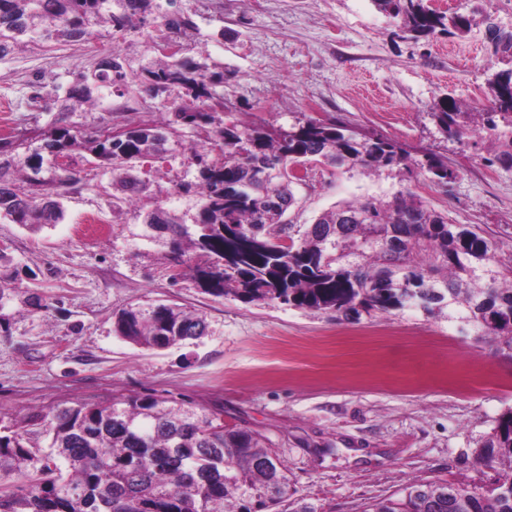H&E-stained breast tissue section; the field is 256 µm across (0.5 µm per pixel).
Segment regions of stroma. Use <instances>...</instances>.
Here are the masks:
<instances>
[{"label":"stroma","mask_w":512,"mask_h":512,"mask_svg":"<svg viewBox=\"0 0 512 512\" xmlns=\"http://www.w3.org/2000/svg\"><path fill=\"white\" fill-rule=\"evenodd\" d=\"M174 7L195 24L182 40L184 58L224 72V121L286 129L309 117L334 120L362 137L387 135L415 155L447 157L457 173L444 190L423 174L317 175L296 189L297 223H313L342 200L407 189L456 223L480 226L500 257L512 256V170L485 167L483 147L446 140L431 117L447 96L485 101L500 62L484 30L402 39L373 0ZM160 43L152 23L123 35L95 25L82 45L26 43L0 58V134L48 129L55 112L34 111L31 96L64 93L102 46L129 60L127 84L113 92L111 112H76L71 123L159 122L174 92L150 98L137 88L140 66L160 59ZM167 136L135 205L110 170L75 150L62 161L80 178L63 221L34 233L0 217V411L20 416L144 393L202 404L267 437L294 498L317 512H363L415 481L471 488L493 478L475 450L512 409V356L413 309L355 318L245 304L206 294L187 276L172 281L164 250L135 234L152 209L194 208L177 185L194 180L190 154L206 142L183 127ZM172 303L205 318L207 335L145 349L113 334L119 309Z\"/></svg>","instance_id":"1"}]
</instances>
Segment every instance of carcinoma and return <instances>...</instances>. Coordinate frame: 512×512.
<instances>
[{"mask_svg":"<svg viewBox=\"0 0 512 512\" xmlns=\"http://www.w3.org/2000/svg\"><path fill=\"white\" fill-rule=\"evenodd\" d=\"M413 39L462 37L472 14L440 11L429 0H374ZM160 20L163 42L194 28L192 19L162 9L158 0H0V57L23 38L80 42L90 27L129 32L149 18ZM492 54L503 67L488 79L490 98L462 107L444 98L431 116L449 139H475L488 166L512 170V29L482 15ZM125 59L116 51L81 71L65 90L53 126L39 133L38 149L20 158L29 138L0 143V215L38 231L63 215L61 200L79 182L57 163L84 148L112 168L133 198L145 183L125 171L164 150L165 139L148 124L117 140L67 123L83 105L103 111L102 90L126 82ZM224 72H207L173 56L139 73L140 91L154 97L175 90L167 125L203 130L223 153L212 159L195 151L199 181L181 183L198 197L192 224L157 211L139 236L168 247L170 261L189 271L202 290L243 303L278 300L297 309L359 316L415 308L426 316L448 311L462 332L471 328L512 351V258L471 225L458 224L413 192L391 199L339 202L313 224L286 219L295 203L292 185L327 165L368 176L387 171L410 178L427 174L445 189L456 178L448 162L421 158L384 136L359 137L334 122L309 118L286 131L226 124L215 104ZM198 314L175 305L121 309L113 332L146 349H164L204 335ZM476 460L503 469L489 484L467 488L446 481L413 482L380 498L363 512H512V409L504 413ZM0 512H316L292 498L288 469L266 438L217 422L206 407L173 404L153 394L80 402L0 415Z\"/></svg>","mask_w":512,"mask_h":512,"instance_id":"obj_1","label":"carcinoma"}]
</instances>
